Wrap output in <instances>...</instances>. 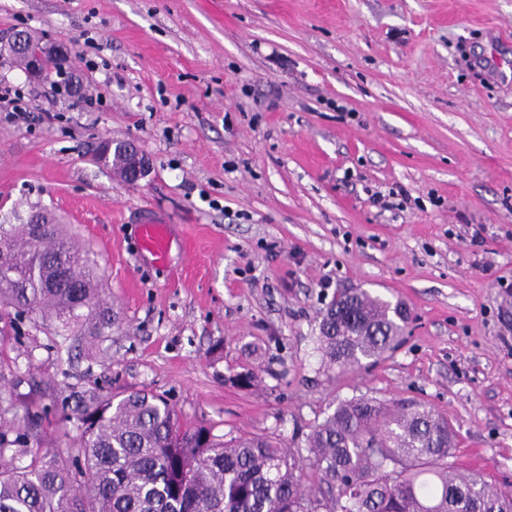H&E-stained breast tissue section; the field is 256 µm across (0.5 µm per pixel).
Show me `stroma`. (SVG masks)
I'll return each mask as SVG.
<instances>
[{"instance_id": "obj_1", "label": "stroma", "mask_w": 512, "mask_h": 512, "mask_svg": "<svg viewBox=\"0 0 512 512\" xmlns=\"http://www.w3.org/2000/svg\"><path fill=\"white\" fill-rule=\"evenodd\" d=\"M66 48L77 94L0 58V208L47 209L91 249L115 321L60 366L0 311V392L160 395L218 438L302 448L355 396L447 417L450 461L512 495V0H0V34ZM129 139L135 184L97 165ZM403 189L402 212L375 191ZM165 225L156 260L141 224ZM361 288L403 343L339 370L321 315Z\"/></svg>"}]
</instances>
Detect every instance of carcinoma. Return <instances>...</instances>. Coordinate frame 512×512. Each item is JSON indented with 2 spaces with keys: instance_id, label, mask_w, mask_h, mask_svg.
I'll return each instance as SVG.
<instances>
[{
  "instance_id": "1",
  "label": "carcinoma",
  "mask_w": 512,
  "mask_h": 512,
  "mask_svg": "<svg viewBox=\"0 0 512 512\" xmlns=\"http://www.w3.org/2000/svg\"><path fill=\"white\" fill-rule=\"evenodd\" d=\"M99 278L91 252L43 209L0 221V306L16 320L95 343L112 327ZM344 296L322 315L326 359L347 368L393 350L408 310ZM20 401L0 395V512H512V496L485 478L450 473L454 431L420 402L345 400L304 453L262 435L224 442L156 394L96 390L67 416L78 434L45 450Z\"/></svg>"
}]
</instances>
